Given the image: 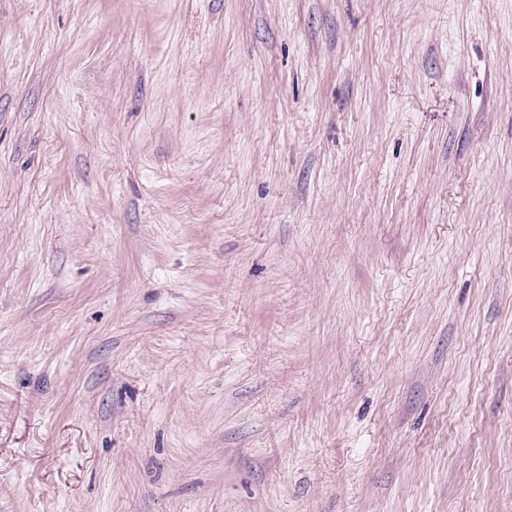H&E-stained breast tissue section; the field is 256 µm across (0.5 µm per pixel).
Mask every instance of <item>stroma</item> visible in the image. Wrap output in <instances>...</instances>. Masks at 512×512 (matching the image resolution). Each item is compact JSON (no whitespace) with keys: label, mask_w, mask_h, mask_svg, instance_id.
<instances>
[{"label":"stroma","mask_w":512,"mask_h":512,"mask_svg":"<svg viewBox=\"0 0 512 512\" xmlns=\"http://www.w3.org/2000/svg\"><path fill=\"white\" fill-rule=\"evenodd\" d=\"M0 512H512V0H0Z\"/></svg>","instance_id":"stroma-1"}]
</instances>
